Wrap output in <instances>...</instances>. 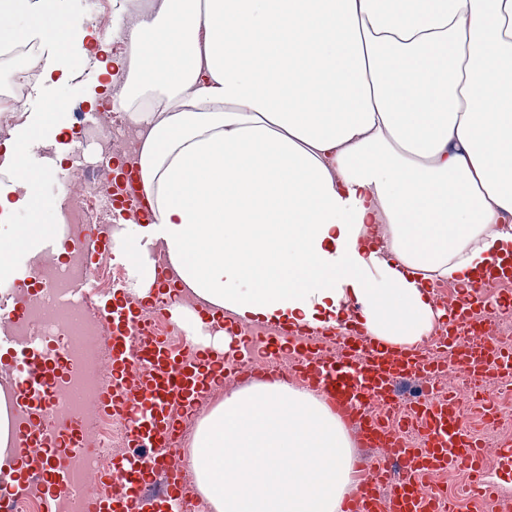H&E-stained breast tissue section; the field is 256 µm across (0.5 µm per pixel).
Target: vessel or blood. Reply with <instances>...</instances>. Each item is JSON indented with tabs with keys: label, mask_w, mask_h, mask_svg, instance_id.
Wrapping results in <instances>:
<instances>
[{
	"label": "vessel or blood",
	"mask_w": 512,
	"mask_h": 512,
	"mask_svg": "<svg viewBox=\"0 0 512 512\" xmlns=\"http://www.w3.org/2000/svg\"><path fill=\"white\" fill-rule=\"evenodd\" d=\"M138 184L139 170L134 167L115 186L111 205L118 221L150 220ZM84 236L95 253L111 251V225H87ZM431 299L446 312L434 352L417 345L393 346L355 330L252 326L224 315L216 323L233 338L229 351L194 347L183 352L148 332L133 351L129 332L141 328L152 312L178 324L180 303L165 282L145 299L130 296L123 285L111 288L96 308L107 328L104 368L120 386L130 371H137L138 383L121 399L101 391L98 403L106 410L120 406L126 412L129 452L117 466L126 473L131 491L120 500L92 499L89 512H143L147 477L155 472L166 477L161 499L167 512H179L187 474L174 467L172 459L181 445V419L197 412L199 395L216 380L248 373L273 381L299 380L351 424L361 446L375 449L357 491L344 500L343 512H459L457 503L445 501L434 485L441 474L459 467L467 470L473 493H495L496 485L484 476L486 459L496 456L501 467L512 470V442L486 448L479 434L462 425L461 416L465 405L476 404L484 418H499L497 402L486 387L512 380V345L497 339L496 313L482 311L490 303L483 282H475L463 298L451 303L436 293ZM10 343L16 364L9 379L20 395L16 448L22 473L42 472L46 499L81 493V485L67 478L61 462L72 454H87L89 436L65 419L58 420L53 436L40 430L59 397L61 360L52 356L46 337H14ZM243 345L253 352L246 361L239 357ZM451 366L476 377V385L464 391L440 387L441 376Z\"/></svg>",
	"instance_id": "vessel-or-blood-1"
}]
</instances>
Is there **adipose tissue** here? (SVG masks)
<instances>
[{"label":"adipose tissue","mask_w":512,"mask_h":512,"mask_svg":"<svg viewBox=\"0 0 512 512\" xmlns=\"http://www.w3.org/2000/svg\"><path fill=\"white\" fill-rule=\"evenodd\" d=\"M0 13L1 44L49 47L43 81L77 65L86 22L61 0ZM127 37L112 100L153 221L115 237L140 296L162 276L209 312L312 329L354 300L367 335L412 345L439 318L425 282L512 254V0H161ZM64 124L50 102L0 143L1 279L59 230L27 158ZM190 463L215 512H341L353 458L324 399L267 382L225 395Z\"/></svg>","instance_id":"obj_1"}]
</instances>
